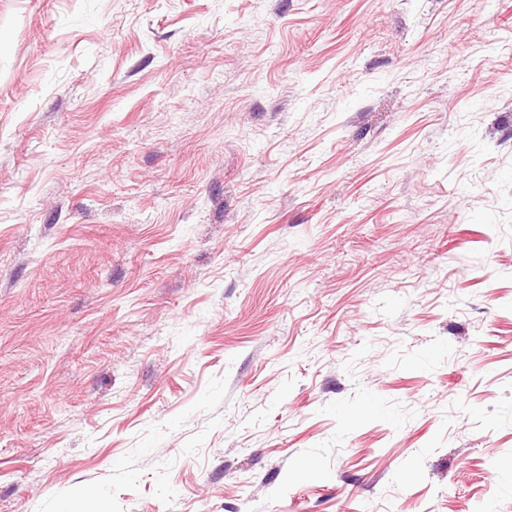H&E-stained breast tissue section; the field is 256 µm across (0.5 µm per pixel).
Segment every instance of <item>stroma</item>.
<instances>
[{"mask_svg":"<svg viewBox=\"0 0 512 512\" xmlns=\"http://www.w3.org/2000/svg\"><path fill=\"white\" fill-rule=\"evenodd\" d=\"M0 512H512V0H0Z\"/></svg>","mask_w":512,"mask_h":512,"instance_id":"stroma-1","label":"stroma"}]
</instances>
